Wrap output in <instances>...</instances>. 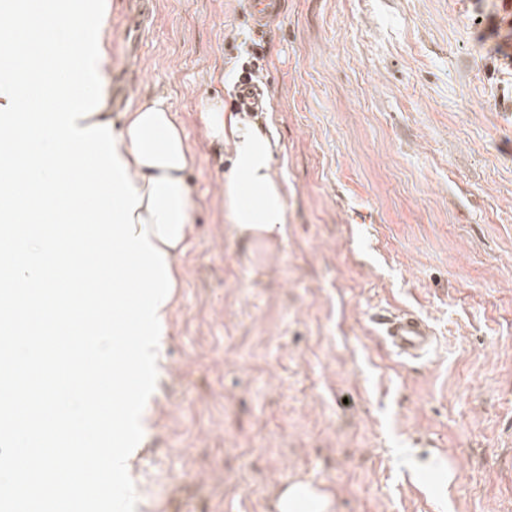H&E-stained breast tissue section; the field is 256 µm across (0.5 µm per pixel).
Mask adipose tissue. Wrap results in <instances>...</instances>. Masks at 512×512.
<instances>
[{
  "mask_svg": "<svg viewBox=\"0 0 512 512\" xmlns=\"http://www.w3.org/2000/svg\"><path fill=\"white\" fill-rule=\"evenodd\" d=\"M209 137L231 140L233 157L224 176V209L239 233L270 236L286 222V193L272 174L268 137L251 125L226 116L220 104L205 108ZM116 153L142 196L138 214L151 225L149 240L164 252L172 277H179L178 258L191 232L194 201L184 173L193 156L183 129L166 98L154 97L124 113L115 130ZM330 496L306 481L288 485L278 512H329Z\"/></svg>",
  "mask_w": 512,
  "mask_h": 512,
  "instance_id": "obj_1",
  "label": "adipose tissue"
}]
</instances>
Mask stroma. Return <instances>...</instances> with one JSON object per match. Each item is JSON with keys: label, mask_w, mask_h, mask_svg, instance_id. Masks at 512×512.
I'll list each match as a JSON object with an SVG mask.
<instances>
[{"label": "stroma", "mask_w": 512, "mask_h": 512, "mask_svg": "<svg viewBox=\"0 0 512 512\" xmlns=\"http://www.w3.org/2000/svg\"><path fill=\"white\" fill-rule=\"evenodd\" d=\"M132 52L112 0L129 105L168 98L194 163L195 232L128 461L136 512H272L296 480L331 512H512V68L501 0H284L265 31L244 0H153ZM266 49L287 222L243 237L220 190L226 73ZM419 312L433 353L403 362L373 330Z\"/></svg>", "instance_id": "obj_1"}]
</instances>
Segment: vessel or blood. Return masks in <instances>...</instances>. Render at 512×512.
<instances>
[{
	"label": "vessel or blood",
	"mask_w": 512,
	"mask_h": 512,
	"mask_svg": "<svg viewBox=\"0 0 512 512\" xmlns=\"http://www.w3.org/2000/svg\"><path fill=\"white\" fill-rule=\"evenodd\" d=\"M248 12L254 26L264 27L282 11V0H247ZM372 322L392 352L404 362L416 361L435 348L436 335L426 319L415 312L381 308Z\"/></svg>",
	"instance_id": "obj_1"
}]
</instances>
